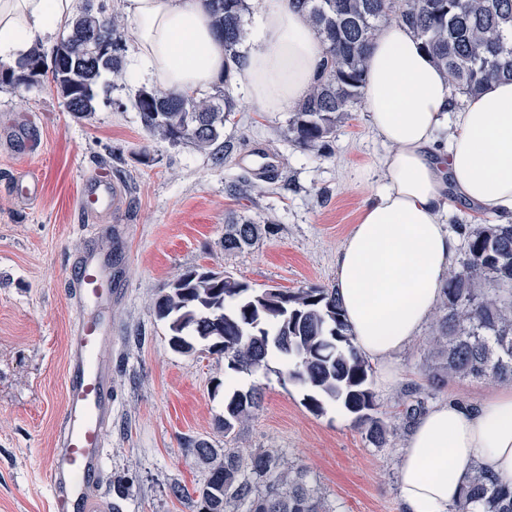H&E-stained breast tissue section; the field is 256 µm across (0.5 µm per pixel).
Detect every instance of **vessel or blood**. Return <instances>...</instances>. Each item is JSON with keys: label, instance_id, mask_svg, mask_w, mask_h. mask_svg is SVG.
Returning a JSON list of instances; mask_svg holds the SVG:
<instances>
[{"label": "vessel or blood", "instance_id": "1", "mask_svg": "<svg viewBox=\"0 0 512 512\" xmlns=\"http://www.w3.org/2000/svg\"><path fill=\"white\" fill-rule=\"evenodd\" d=\"M116 194L111 173L102 172L84 187L78 207L105 214ZM72 284L79 307L68 338L61 431L46 483L54 512H110V503L99 492L105 480L103 434L112 420V361L102 355L112 343V327L104 312L112 301L106 259L87 253Z\"/></svg>", "mask_w": 512, "mask_h": 512}]
</instances>
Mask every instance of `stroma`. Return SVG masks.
Wrapping results in <instances>:
<instances>
[{"instance_id": "35a3bbf8", "label": "stroma", "mask_w": 512, "mask_h": 512, "mask_svg": "<svg viewBox=\"0 0 512 512\" xmlns=\"http://www.w3.org/2000/svg\"><path fill=\"white\" fill-rule=\"evenodd\" d=\"M139 82L103 74L96 110L75 118L49 83L0 87V512H52L45 472L65 409L67 336L77 302L70 277L93 250L112 260V422L105 431L107 483H128L124 512H191L173 484L203 486L209 468L186 440L216 450H275L303 467L308 482L336 512H401L400 450L408 425L401 411L412 387L424 388L428 354L421 338L398 360L405 381L377 397L396 429L384 447L370 444L351 416L304 406L300 386L270 372L237 373L232 388H257L261 407L225 434L223 357L184 355L169 346L151 303L178 274L204 267L228 271L257 288L334 287L336 255L381 178L385 148L367 114L355 109L336 125L331 155L297 148L281 135L289 115L270 116L236 95L224 124L234 143L224 163L190 145L149 139L130 105ZM278 156L262 192L233 194L253 148ZM120 183L113 214L90 220L78 210L86 183L102 168ZM40 183L19 199L17 179ZM241 216L259 224L250 248L225 252L224 226Z\"/></svg>"}]
</instances>
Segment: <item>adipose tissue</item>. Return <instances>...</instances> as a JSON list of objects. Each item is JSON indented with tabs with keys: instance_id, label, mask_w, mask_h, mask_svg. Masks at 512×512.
<instances>
[{
	"instance_id": "obj_1",
	"label": "adipose tissue",
	"mask_w": 512,
	"mask_h": 512,
	"mask_svg": "<svg viewBox=\"0 0 512 512\" xmlns=\"http://www.w3.org/2000/svg\"><path fill=\"white\" fill-rule=\"evenodd\" d=\"M122 10L144 81L189 94L222 84L224 40L204 0H122ZM75 11L76 0H0V59L27 54ZM244 46L234 79L261 112L294 109L322 69L324 48L290 0H261ZM363 106L388 148L384 180L336 257V288L354 345L390 390L395 360L430 320L457 253L444 224L449 197L512 214V81L455 95L414 34L391 20L370 52ZM483 462L512 482V386L416 416L398 468L403 512H451Z\"/></svg>"
}]
</instances>
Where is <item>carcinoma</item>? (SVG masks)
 <instances>
[{
    "instance_id": "obj_1",
    "label": "carcinoma",
    "mask_w": 512,
    "mask_h": 512,
    "mask_svg": "<svg viewBox=\"0 0 512 512\" xmlns=\"http://www.w3.org/2000/svg\"><path fill=\"white\" fill-rule=\"evenodd\" d=\"M213 26L224 37L226 61H237L247 0H206ZM309 14L325 50L322 70L294 108L286 135L294 146L325 153L342 116L362 101L366 64L381 24L396 20L422 42L462 96L498 80L512 81V0H292ZM68 34L51 51L36 43L28 54L0 62V85L30 88L50 83L75 117L95 112L102 74H126V44L118 16L85 0L66 22ZM224 87L207 98L143 87L133 106L144 130L173 145L190 144L218 161L232 150L224 120L235 111L232 67ZM465 238L458 267L443 289L442 315L424 346L435 362L428 381L439 389L454 378L512 381V224L488 219L459 224ZM259 225L246 218L224 225V250L254 243ZM170 347L191 355L202 349L224 358V373L268 369L307 389L305 407L320 415L328 405L344 409L369 443L383 447L394 424L383 417L371 387L372 367L353 344L336 289L311 286L254 288L223 271L193 268L159 289L153 300ZM259 408L256 388L235 390L224 402V434ZM193 453L209 461V476L192 496L179 484L172 494L196 512H335L306 480L305 470L273 450L226 448L222 457L204 441ZM458 512H512V483L478 465Z\"/></svg>"
}]
</instances>
